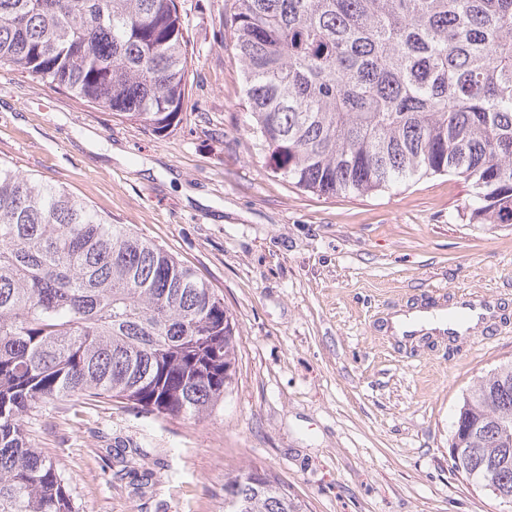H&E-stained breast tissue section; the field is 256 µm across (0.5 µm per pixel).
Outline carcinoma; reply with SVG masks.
Here are the masks:
<instances>
[{
	"mask_svg": "<svg viewBox=\"0 0 512 512\" xmlns=\"http://www.w3.org/2000/svg\"><path fill=\"white\" fill-rule=\"evenodd\" d=\"M179 0H0V61L162 134L189 96ZM224 47L266 167L322 196L424 178L471 188L470 224L512 223V0H233ZM234 319L170 253L66 189L0 163V512H76L23 417L74 397L214 413ZM453 467L512 500V363L462 396ZM224 512H302L249 467Z\"/></svg>",
	"mask_w": 512,
	"mask_h": 512,
	"instance_id": "1",
	"label": "carcinoma"
}]
</instances>
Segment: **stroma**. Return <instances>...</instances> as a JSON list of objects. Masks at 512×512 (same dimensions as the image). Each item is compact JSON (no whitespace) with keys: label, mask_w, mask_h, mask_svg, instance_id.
Segmentation results:
<instances>
[{"label":"stroma","mask_w":512,"mask_h":512,"mask_svg":"<svg viewBox=\"0 0 512 512\" xmlns=\"http://www.w3.org/2000/svg\"><path fill=\"white\" fill-rule=\"evenodd\" d=\"M180 2L191 90L170 134L0 62V162L162 245L235 322L234 386L210 416L71 400L25 417L78 512H224L225 475L248 466L305 512H512L450 460L463 393L512 362V225L467 224L469 188L446 175L325 197L272 174L224 49L232 0ZM431 289L494 296L503 314L451 346L387 336Z\"/></svg>","instance_id":"obj_1"}]
</instances>
